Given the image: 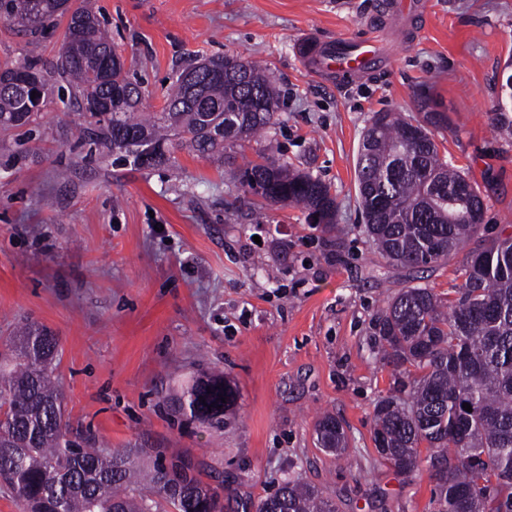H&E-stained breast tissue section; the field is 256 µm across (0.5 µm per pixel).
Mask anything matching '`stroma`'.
Listing matches in <instances>:
<instances>
[{
	"label": "stroma",
	"mask_w": 512,
	"mask_h": 512,
	"mask_svg": "<svg viewBox=\"0 0 512 512\" xmlns=\"http://www.w3.org/2000/svg\"><path fill=\"white\" fill-rule=\"evenodd\" d=\"M73 2L105 20L144 111L162 110L178 71L228 56L267 68L277 123L228 161L178 147L175 165L134 166L89 139L95 120L52 71L66 19L32 35L0 21V68L48 73L35 121L0 129V351L31 325L59 336L73 433L192 457L224 512H255L297 474L339 512H438L428 467L401 475L375 449L373 407L394 372L372 323L408 282L453 296L464 255L414 275L381 258L357 156L374 113L418 116L427 93L448 115L440 156L486 198L469 248L512 230V138L490 120L512 60V0H415L412 32H386L374 72L340 80L310 75L298 43L361 36L377 0ZM265 158L330 186L340 234L241 184ZM210 375L236 390L220 429L177 404ZM325 412L345 430L342 455L316 441Z\"/></svg>",
	"instance_id": "obj_1"
}]
</instances>
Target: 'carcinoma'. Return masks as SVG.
Instances as JSON below:
<instances>
[{"label": "carcinoma", "mask_w": 512, "mask_h": 512, "mask_svg": "<svg viewBox=\"0 0 512 512\" xmlns=\"http://www.w3.org/2000/svg\"><path fill=\"white\" fill-rule=\"evenodd\" d=\"M0 20L41 30L68 17L57 71L97 118L105 144L127 153L139 139L151 152L140 165L172 160L171 136L201 155H224L234 144L273 125L278 96L265 71L248 63L244 75L222 80L201 71V89L176 79L160 115L143 116L140 85L123 67L103 68L116 56L98 17L71 0H0ZM37 111L18 92L0 90V126H23ZM224 127L216 140L207 126ZM493 125L512 136V110L493 112ZM448 126L444 112H422L412 123L398 112H376L364 132L357 183L365 228L389 263L419 271L461 250L483 223L484 199L466 173L440 157L433 131ZM242 185L274 203L303 206L336 228L330 187L286 162L249 164ZM463 282L445 300L409 285L374 324L381 360L398 375L373 412L379 455L406 477L426 461L439 512H512V234L489 239L465 257ZM0 353V483L23 512H224L221 494L202 485L196 464L161 450L97 448L95 436L71 438L62 408L56 358L59 337L28 328ZM222 376L187 390L190 416L214 428L234 404ZM468 403L472 411L463 409ZM320 447L344 450V429L327 413L316 422ZM432 450L421 457L420 445ZM257 512H337L336 503L299 476L283 482Z\"/></svg>", "instance_id": "cac0c4a2"}]
</instances>
